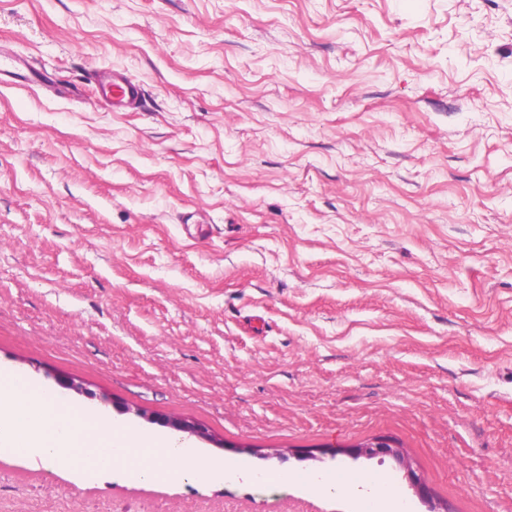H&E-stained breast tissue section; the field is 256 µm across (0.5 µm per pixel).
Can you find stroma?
I'll use <instances>...</instances> for the list:
<instances>
[{"mask_svg":"<svg viewBox=\"0 0 512 512\" xmlns=\"http://www.w3.org/2000/svg\"><path fill=\"white\" fill-rule=\"evenodd\" d=\"M0 50L52 80L0 77L1 366L138 431L195 420L213 460L383 474L424 512L391 458L344 454L387 438L448 512H512V0H0ZM105 69L140 109L96 96ZM232 497L355 512L0 452V512ZM96 77L97 92L113 112L134 111L140 104L143 88L135 78L121 73H97ZM146 420L152 424H158L163 427L171 428L181 432H187L192 436L199 439L216 443V440L203 426L196 425L181 417L166 415V416H155L147 415Z\"/></svg>","mask_w":512,"mask_h":512,"instance_id":"35a3bbf8","label":"stroma"}]
</instances>
